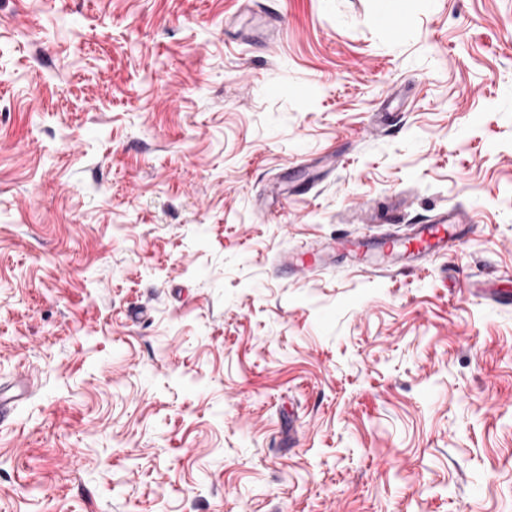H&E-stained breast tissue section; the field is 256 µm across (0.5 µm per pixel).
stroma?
Listing matches in <instances>:
<instances>
[{
  "mask_svg": "<svg viewBox=\"0 0 512 512\" xmlns=\"http://www.w3.org/2000/svg\"><path fill=\"white\" fill-rule=\"evenodd\" d=\"M402 2L0 0V512H512V0ZM474 216L466 209L444 210L427 224H416L413 234L404 239L387 238L378 243V248L388 257L392 265L404 262L420 264L427 257L447 253L455 234L449 225L473 223ZM386 265L385 267H392Z\"/></svg>",
  "mask_w": 512,
  "mask_h": 512,
  "instance_id": "1",
  "label": "stroma"
}]
</instances>
